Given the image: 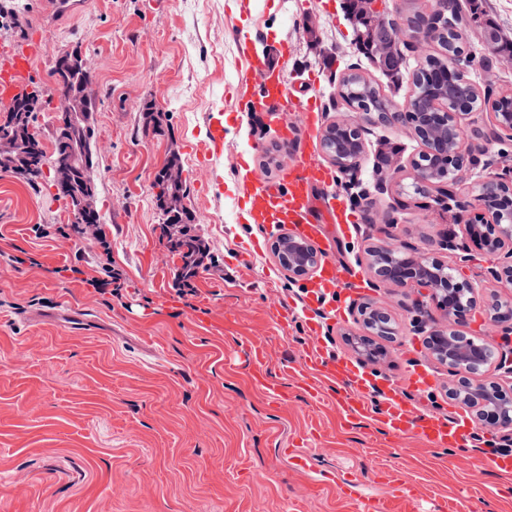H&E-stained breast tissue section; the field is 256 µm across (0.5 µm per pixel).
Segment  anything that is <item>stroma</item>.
Masks as SVG:
<instances>
[{
  "label": "stroma",
  "mask_w": 512,
  "mask_h": 512,
  "mask_svg": "<svg viewBox=\"0 0 512 512\" xmlns=\"http://www.w3.org/2000/svg\"><path fill=\"white\" fill-rule=\"evenodd\" d=\"M56 0H0L12 7L14 29H0V47L34 39L41 50L24 84L43 103L34 130L51 145L59 98L50 75L55 56L79 50L92 73L95 107L96 205L101 222L82 236L66 202L57 198L52 169L34 179L0 171V512H352L335 485L317 472L359 479L382 498L386 512H409L380 473L394 471L419 498L451 494L469 483L476 498L465 512H512V476L459 467L434 457L420 437L393 438L362 423L341 427L339 401L305 399L289 368L307 334L305 281H290L273 254L279 229L247 224V171L282 179L301 158L321 166L325 127L351 114L338 93L352 72L377 84L392 102L412 93L409 76L393 80L376 68L358 40L349 0H81L61 16ZM464 31L463 71L478 88L476 125L492 126V103L512 93V64L488 51L482 35L493 25L512 40V0H475ZM284 45L289 97L272 112L238 97L264 75L252 57ZM321 110L308 129L303 108ZM224 128L220 158L209 155L211 129ZM360 179L367 201L354 203L342 174L316 189V199L342 206L347 222L325 220L317 245L360 282L320 305L323 349L345 355L342 335L359 330V309L385 301L399 335L374 381L403 382L428 373V393L402 389L418 412L465 418L445 391V369L414 335L413 300L403 288L374 291L364 258L369 213L390 214L397 242L455 267L481 299L512 296V284L489 281L481 251L464 263L440 248L446 234L465 242L474 212H445L436 189L416 193L410 161L422 143L403 125L367 127ZM390 158L400 171L387 191L376 168ZM177 161L185 204L208 255L179 297L182 261L157 196V178ZM121 276L122 296L97 292L89 278ZM65 304L91 322L63 328L42 312ZM260 348L269 375L287 400L269 401L251 378L250 348ZM321 428L313 467L294 469L283 456L302 433Z\"/></svg>",
  "instance_id": "1"
}]
</instances>
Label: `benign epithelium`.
I'll use <instances>...</instances> for the list:
<instances>
[{"label": "benign epithelium", "mask_w": 512, "mask_h": 512, "mask_svg": "<svg viewBox=\"0 0 512 512\" xmlns=\"http://www.w3.org/2000/svg\"><path fill=\"white\" fill-rule=\"evenodd\" d=\"M365 11L387 30L378 40H370L366 53L381 67L399 62L401 42L407 29L391 21L377 10L375 0H363ZM438 9L416 19L413 27L419 42H434L439 36L436 17L448 10V0H437ZM432 112L411 111V101L392 112H363L351 118H341L336 125V152L324 151L326 157L348 178L347 187L361 185L358 176L359 158L364 152L363 124H409L414 137L428 136L426 151L411 161L416 172L415 188L424 191L435 180L459 181L466 165L477 164L471 149L463 146L466 120L469 112L447 111V97L432 99ZM81 116L71 110L60 113L56 138L64 145L59 157V168L91 175L80 164V145L72 140ZM39 139L32 127L17 141L0 140V157L11 162L16 145H21V156L31 171L40 168ZM448 209L463 210L477 206L483 210L478 223L464 225L469 239L478 243L485 254L493 258L488 277L495 282L512 283V169L495 174L478 186V193L464 201L450 193L445 200ZM96 208L88 194L77 196L72 205L74 223L85 231L94 230ZM279 264L288 276L310 278L316 273L323 257L314 241L292 233L282 234L274 245ZM368 269L377 288H406L415 295V303L428 298L435 303L445 321L441 328L420 326L425 336L424 345L431 357L448 372L447 395L455 404L466 407L474 421L482 428L512 431V298L501 300L493 296L483 301L485 308L484 336L468 337L459 327L479 301L476 287L466 280H458L453 268L436 257L416 249L397 246L392 237L367 248ZM361 328L345 332V341L357 360L364 365H376L390 354L389 345L395 342L398 329L387 309L368 303L360 309Z\"/></svg>", "instance_id": "obj_1"}]
</instances>
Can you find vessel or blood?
<instances>
[{
    "mask_svg": "<svg viewBox=\"0 0 512 512\" xmlns=\"http://www.w3.org/2000/svg\"><path fill=\"white\" fill-rule=\"evenodd\" d=\"M40 48V42L34 41L0 50L1 97H10L20 88V78L27 70L31 56ZM257 65L269 80L262 88L263 93L286 91L287 79L278 63L266 57L258 60ZM328 179V171L313 160L291 169L283 183L276 186L268 184L259 173H248L244 185L251 199L250 214L259 223L291 224L298 234L317 237L322 228L311 221L312 188ZM300 369L306 378L304 391L313 400H320L321 389L325 386L343 391L346 418L378 420L384 429L396 436L416 434L435 448L465 445L464 420L451 422L434 414L418 413L401 398L400 387L396 384L386 387L382 400H373L371 379L347 358H335L311 346L305 351ZM340 488L355 512H383V503L366 497L358 485L345 481Z\"/></svg>",
    "mask_w": 512,
    "mask_h": 512,
    "instance_id": "vessel-or-blood-1",
    "label": "vessel or blood"
}]
</instances>
